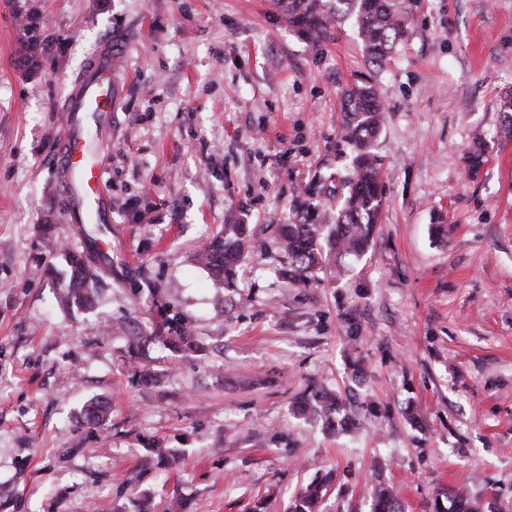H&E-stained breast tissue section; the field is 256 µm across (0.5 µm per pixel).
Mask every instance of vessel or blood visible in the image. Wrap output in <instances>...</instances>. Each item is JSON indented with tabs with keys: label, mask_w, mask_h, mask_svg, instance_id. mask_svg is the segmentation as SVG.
<instances>
[{
	"label": "vessel or blood",
	"mask_w": 512,
	"mask_h": 512,
	"mask_svg": "<svg viewBox=\"0 0 512 512\" xmlns=\"http://www.w3.org/2000/svg\"><path fill=\"white\" fill-rule=\"evenodd\" d=\"M116 48L105 44L75 81L64 102L66 120L57 160L59 183L74 224L105 223L110 210L104 169L90 155V124L110 122L120 99L114 81Z\"/></svg>",
	"instance_id": "obj_1"
}]
</instances>
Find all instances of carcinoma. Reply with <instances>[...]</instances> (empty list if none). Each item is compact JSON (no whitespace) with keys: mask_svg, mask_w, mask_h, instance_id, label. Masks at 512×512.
I'll return each instance as SVG.
<instances>
[{"mask_svg":"<svg viewBox=\"0 0 512 512\" xmlns=\"http://www.w3.org/2000/svg\"><path fill=\"white\" fill-rule=\"evenodd\" d=\"M29 0H12L15 15L22 19L28 33L19 58L20 66L32 74L39 70L45 52L53 41L52 35H34L39 16L27 7ZM288 15V25L308 39L319 42L338 19L355 17L358 36L371 63L382 66L389 53L407 32L406 21L412 9V0H275ZM383 112L372 87L358 85L346 92V140L353 148L348 172L340 181L345 189L338 200L336 223L319 224L316 221L321 201L308 198L294 205L296 221L278 225V246L288 257V266L282 274L294 283L308 286L315 268L321 265L322 243L352 256L363 254L372 242L383 205V185L380 177V158L374 151V138L382 122ZM254 235L248 224L224 226V236L204 246L196 260L202 263L224 287H235L238 274L252 248ZM99 254L89 244L81 252L68 254L69 276L62 281L57 294L67 308L88 309L93 304L96 289L89 259ZM155 341L163 344L174 355L188 357L205 350L203 341L178 313L163 316L150 333L132 337L129 349L136 352L141 344ZM341 394L321 384H312L294 405V413L303 418L321 419L331 432L347 431L354 424L355 414L341 412ZM109 406L103 401H90L82 407L84 421L90 426L101 424ZM150 452L162 464L173 466L181 457L171 448L157 442L150 443ZM324 484L316 480L302 488L291 501L288 512H319ZM435 512H483L476 501L462 491L450 498V506L434 502ZM373 512H402V504L392 487L378 484L373 488Z\"/></svg>","mask_w":512,"mask_h":512,"instance_id":"cac0c4a2","label":"carcinoma"}]
</instances>
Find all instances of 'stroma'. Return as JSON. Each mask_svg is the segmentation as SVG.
<instances>
[{
    "instance_id": "stroma-1",
    "label": "stroma",
    "mask_w": 512,
    "mask_h": 512,
    "mask_svg": "<svg viewBox=\"0 0 512 512\" xmlns=\"http://www.w3.org/2000/svg\"><path fill=\"white\" fill-rule=\"evenodd\" d=\"M35 2L54 41L28 75L0 0V512H137L146 495L153 512L175 497L286 512L329 470L320 512H371L376 482L405 512L456 489L512 512V0H414L382 68L354 21L313 44L275 0ZM109 41L123 87L100 148L112 262L94 307L66 309L44 273L84 247L58 186L63 105ZM365 82L385 109L381 222L364 255L292 283L276 226L299 189L335 193L344 93ZM239 220L256 246L228 291L192 256ZM168 305L207 353L130 355ZM313 381L376 414L334 435L294 417ZM92 398L112 404L105 429L83 422ZM153 441L183 463L160 465Z\"/></svg>"
}]
</instances>
